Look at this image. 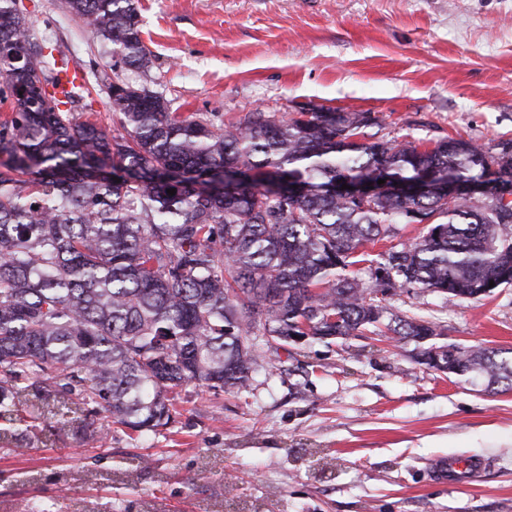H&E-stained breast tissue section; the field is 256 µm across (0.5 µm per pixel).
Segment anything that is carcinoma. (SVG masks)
Instances as JSON below:
<instances>
[{"mask_svg":"<svg viewBox=\"0 0 512 512\" xmlns=\"http://www.w3.org/2000/svg\"><path fill=\"white\" fill-rule=\"evenodd\" d=\"M65 7L149 69L138 0ZM31 27L18 0H0V418L64 429L45 406L76 394L88 417L155 433L189 383L247 388L258 339L277 352L292 336L329 343L380 327L429 369L512 391V349L441 342L443 329L378 299L418 289L479 300L512 286V202H450L441 185L495 165L491 182L512 187V141L494 155L451 137L422 147L387 137L372 112L333 109H254L217 126L122 80L108 85L109 129L72 115L75 94L58 96V61ZM226 166L243 179L212 185ZM381 168L401 182L426 173L431 188L389 184L366 201L328 189ZM402 222L427 232L369 258Z\"/></svg>","mask_w":512,"mask_h":512,"instance_id":"carcinoma-1","label":"carcinoma"}]
</instances>
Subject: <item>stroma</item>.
I'll return each mask as SVG.
<instances>
[{"label": "stroma", "instance_id": "1", "mask_svg": "<svg viewBox=\"0 0 512 512\" xmlns=\"http://www.w3.org/2000/svg\"><path fill=\"white\" fill-rule=\"evenodd\" d=\"M35 42L80 69L70 108L111 125L106 46L61 0H22ZM148 70L126 82L220 125L259 108L371 112L427 145L512 141V0H139ZM466 346L512 349V287L448 303L387 297ZM249 387L180 391L173 422L129 435H37L0 420V512H512V391L427 369L413 344L368 334L257 347ZM482 456L466 488L432 460Z\"/></svg>", "mask_w": 512, "mask_h": 512}]
</instances>
